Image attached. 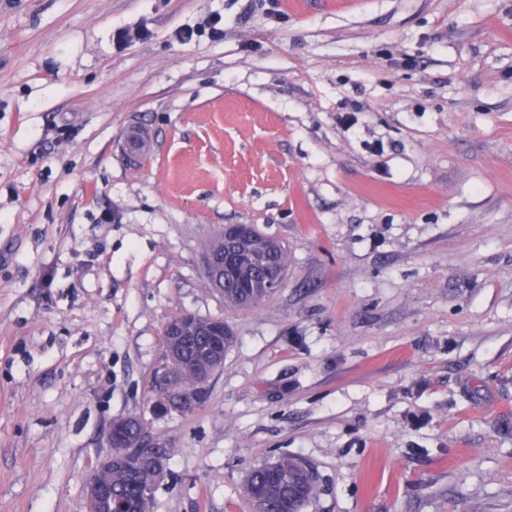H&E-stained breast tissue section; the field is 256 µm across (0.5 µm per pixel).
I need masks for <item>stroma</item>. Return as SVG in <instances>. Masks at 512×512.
I'll return each instance as SVG.
<instances>
[{"instance_id":"obj_1","label":"stroma","mask_w":512,"mask_h":512,"mask_svg":"<svg viewBox=\"0 0 512 512\" xmlns=\"http://www.w3.org/2000/svg\"><path fill=\"white\" fill-rule=\"evenodd\" d=\"M229 224L290 258L237 312ZM180 313L237 336L188 416L149 393ZM132 415L152 512H254L282 455L305 512H512V0H0V512H86ZM153 132L145 126H133L122 141V149L128 154L139 157L146 156L152 149ZM224 243L219 234L207 239L202 244L203 257L224 249L219 254L210 255L204 259L205 276L213 290L224 298V286L228 278L233 274L239 260L243 231L239 227L224 226ZM288 475L291 480L283 483L281 477ZM250 486L246 489L247 497L252 500V494H257L266 505V512H280L279 508L288 495V486L293 484L296 494L295 510L304 511L313 495L316 486L313 474L302 467L301 461L292 456H281L275 460L274 469L258 465L249 474Z\"/></svg>"}]
</instances>
